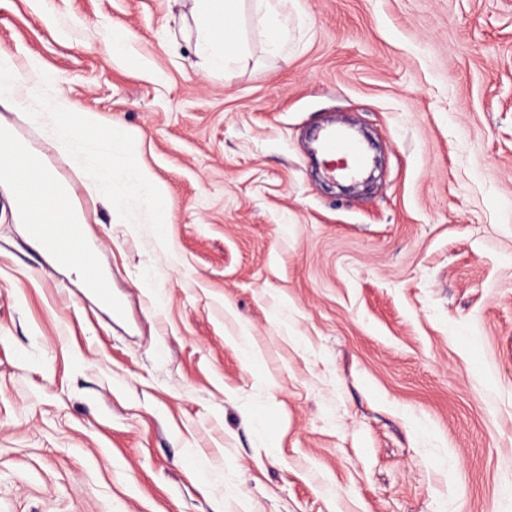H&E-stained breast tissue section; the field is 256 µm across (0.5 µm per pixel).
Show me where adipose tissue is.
Here are the masks:
<instances>
[{"instance_id":"1","label":"adipose tissue","mask_w":512,"mask_h":512,"mask_svg":"<svg viewBox=\"0 0 512 512\" xmlns=\"http://www.w3.org/2000/svg\"><path fill=\"white\" fill-rule=\"evenodd\" d=\"M192 18L194 54L203 69L232 74L248 51L240 16L263 36L270 53L283 52L288 34L281 19L288 0H179ZM0 185L10 190L14 216L24 224H79L81 211L71 205V187L47 165L42 154L18 140L15 128L0 121Z\"/></svg>"}]
</instances>
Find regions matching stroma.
<instances>
[{
  "instance_id": "1",
  "label": "stroma",
  "mask_w": 512,
  "mask_h": 512,
  "mask_svg": "<svg viewBox=\"0 0 512 512\" xmlns=\"http://www.w3.org/2000/svg\"><path fill=\"white\" fill-rule=\"evenodd\" d=\"M173 0H0V48L138 136L165 241L69 183L123 311L0 188V512H512V0H288L191 69ZM130 32L139 67L113 55ZM355 131L363 185L316 137ZM250 2V23L262 34L265 50L275 54L283 52L287 48L288 34L281 16L288 0ZM84 268L83 278L90 287L88 290H90L100 302L111 306L115 313H120L121 304L112 298L109 288H107V283L103 279L97 267L91 263L84 265Z\"/></svg>"
}]
</instances>
